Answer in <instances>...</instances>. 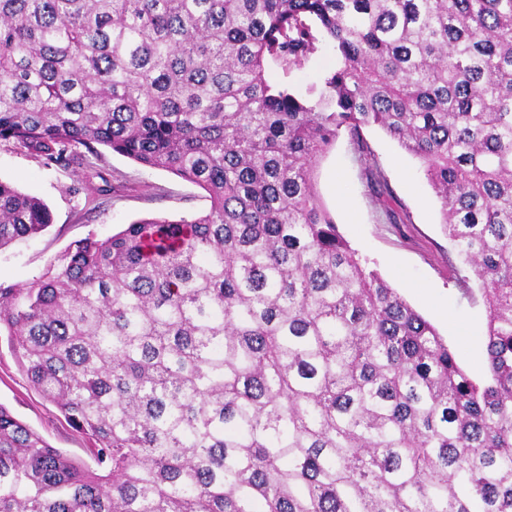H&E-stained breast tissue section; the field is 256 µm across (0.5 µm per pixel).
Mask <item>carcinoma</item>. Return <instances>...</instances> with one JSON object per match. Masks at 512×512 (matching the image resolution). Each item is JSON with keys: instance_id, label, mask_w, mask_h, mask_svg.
<instances>
[{"instance_id": "obj_1", "label": "carcinoma", "mask_w": 512, "mask_h": 512, "mask_svg": "<svg viewBox=\"0 0 512 512\" xmlns=\"http://www.w3.org/2000/svg\"><path fill=\"white\" fill-rule=\"evenodd\" d=\"M321 37L320 85L269 81ZM372 124L480 284L478 379L318 202V159ZM1 142L88 168L101 146L211 206L0 284L95 463L0 404V512H512V0H0ZM52 222L0 182V249Z\"/></svg>"}]
</instances>
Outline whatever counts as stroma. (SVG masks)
I'll list each match as a JSON object with an SVG mask.
<instances>
[{
  "mask_svg": "<svg viewBox=\"0 0 512 512\" xmlns=\"http://www.w3.org/2000/svg\"><path fill=\"white\" fill-rule=\"evenodd\" d=\"M336 68V55L320 45L302 69L272 68L273 80L318 84ZM363 146L340 131L314 169L318 198L368 269L376 271L428 321L475 377L485 372V308L480 286L459 258L441 222V203L419 161L377 126L362 130ZM97 172L47 165L26 151L0 144V179L41 198L53 214L40 236L0 250V282L25 288L40 279L88 235L107 238L154 215L173 220L206 213L207 193L176 175L147 170L103 150ZM111 191H102L103 180ZM0 404L53 447L90 463L87 443L29 383L7 330H0Z\"/></svg>",
  "mask_w": 512,
  "mask_h": 512,
  "instance_id": "35a3bbf8",
  "label": "stroma"
}]
</instances>
